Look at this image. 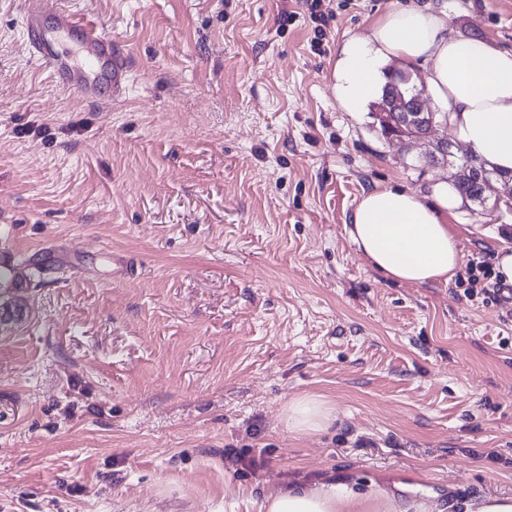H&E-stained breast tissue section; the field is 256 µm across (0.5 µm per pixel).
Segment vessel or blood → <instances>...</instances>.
Wrapping results in <instances>:
<instances>
[{
  "label": "vessel or blood",
  "mask_w": 512,
  "mask_h": 512,
  "mask_svg": "<svg viewBox=\"0 0 512 512\" xmlns=\"http://www.w3.org/2000/svg\"><path fill=\"white\" fill-rule=\"evenodd\" d=\"M23 20L33 56L61 87L94 103L126 95L130 59L103 24L47 0H24Z\"/></svg>",
  "instance_id": "obj_1"
}]
</instances>
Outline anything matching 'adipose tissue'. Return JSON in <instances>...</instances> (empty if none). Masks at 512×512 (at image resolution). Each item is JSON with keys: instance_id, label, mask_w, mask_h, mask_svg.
<instances>
[{"instance_id": "obj_1", "label": "adipose tissue", "mask_w": 512, "mask_h": 512, "mask_svg": "<svg viewBox=\"0 0 512 512\" xmlns=\"http://www.w3.org/2000/svg\"><path fill=\"white\" fill-rule=\"evenodd\" d=\"M398 60L424 67L422 81L468 149L495 171L512 173V50L461 35L448 24L447 8L393 6L367 35L347 39L335 64V94L348 112L362 111L384 81L383 63ZM460 200L439 178L429 201L397 186L364 193L347 232L368 262L407 284L451 282L460 264L458 241L446 222ZM334 419L321 397L296 398L288 427L318 432ZM265 512H428L421 502L399 503L380 484L368 491L331 477L308 488L268 493Z\"/></svg>"}]
</instances>
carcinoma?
I'll use <instances>...</instances> for the list:
<instances>
[{"instance_id":"obj_1","label":"carcinoma","mask_w":512,"mask_h":512,"mask_svg":"<svg viewBox=\"0 0 512 512\" xmlns=\"http://www.w3.org/2000/svg\"><path fill=\"white\" fill-rule=\"evenodd\" d=\"M421 91L422 88L418 87L413 74L409 71L400 75H386V82L382 86L378 98L371 104V115L377 116V113L384 111V105L395 100L399 101L400 106L396 115L392 116V121H378V127L382 135L411 140L428 133L430 123L426 122L425 118L431 117V113L421 114L416 107L415 98ZM449 146L450 143L447 141L438 143L434 151L429 153V160L433 161L439 158L448 162L451 166L467 168L471 173L485 171L483 163L476 156L469 155L458 160L453 152L449 150ZM455 186L461 198H467L472 202L481 201L483 187L474 177L457 179L455 180Z\"/></svg>"}]
</instances>
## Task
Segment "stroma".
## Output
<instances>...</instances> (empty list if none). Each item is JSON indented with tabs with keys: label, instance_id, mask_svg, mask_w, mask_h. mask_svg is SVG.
Masks as SVG:
<instances>
[{
	"label": "stroma",
	"instance_id": "35a3bbf8",
	"mask_svg": "<svg viewBox=\"0 0 512 512\" xmlns=\"http://www.w3.org/2000/svg\"><path fill=\"white\" fill-rule=\"evenodd\" d=\"M133 63L117 102L61 89L0 0V512H263L338 476L460 512L512 496V302L467 297L512 246L494 202L448 214L455 282L400 283L346 226L365 192L454 167L334 92L392 4L512 49V0H58ZM336 419L293 434L289 402ZM497 451L499 462L486 454ZM478 259L476 262L475 260ZM470 272L477 271L478 275H470L469 288H467L464 293L469 294L470 296H474L475 288H477V284H484L483 287L477 294H481L484 296L486 302L488 300H497L499 295L504 292L505 289L512 290L511 288H495V287H504L503 284L497 281L496 277H493V270L491 268V263L489 262V258L487 256H479L477 258H473L470 261ZM481 276V277H480ZM494 279V281L492 280ZM492 280V281H491ZM491 286L492 288H489ZM492 298V299H491Z\"/></svg>",
	"mask_w": 512,
	"mask_h": 512
}]
</instances>
